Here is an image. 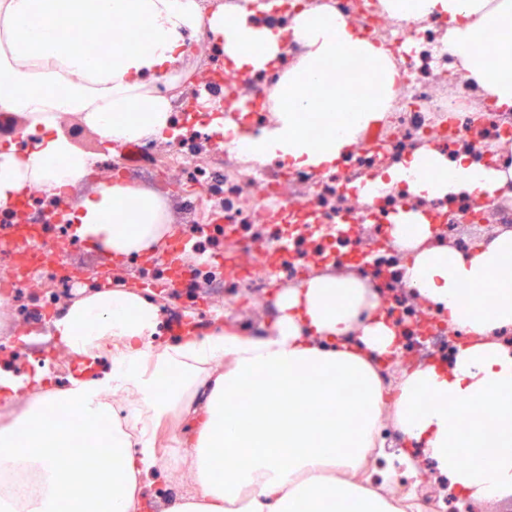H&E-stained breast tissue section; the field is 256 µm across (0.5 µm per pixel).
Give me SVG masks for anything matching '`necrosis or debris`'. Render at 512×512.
Here are the masks:
<instances>
[{
  "label": "necrosis or debris",
  "mask_w": 512,
  "mask_h": 512,
  "mask_svg": "<svg viewBox=\"0 0 512 512\" xmlns=\"http://www.w3.org/2000/svg\"><path fill=\"white\" fill-rule=\"evenodd\" d=\"M389 0H224V20L248 13L261 27L288 35L282 60L250 75L224 65L222 52L203 36L188 39L197 86L225 125L259 135L276 116L271 94L287 76L304 47L290 32L296 18L316 9L336 12L385 53L397 78L378 123L359 132L349 152L329 168L290 167L247 161L230 138L214 133L211 115L187 109L186 92L174 83L162 88L174 121L185 135L165 151L157 141H127L121 151L92 157L95 168L123 170L136 185L164 176L175 181L179 205L203 210L207 224L193 232V247L208 237L224 239V257L179 272L188 289H235L262 299L284 281L333 269L350 273L377 290L379 309L398 326L400 348L377 363L383 385L393 368L421 360L447 363L469 333L449 320L447 311L415 297L404 280L410 257L389 230L398 212L422 214L431 243L467 253L498 232L512 231V111L491 106L488 96L458 68L448 50V23L433 15L397 14ZM434 151L449 159L467 156L478 167L506 173L494 194L468 192L425 198L391 174L408 157ZM19 270L0 279L45 284L39 313L57 305L69 288L52 267L31 265L22 251Z\"/></svg>",
  "instance_id": "1"
}]
</instances>
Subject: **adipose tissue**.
<instances>
[{
	"instance_id": "obj_1",
	"label": "adipose tissue",
	"mask_w": 512,
	"mask_h": 512,
	"mask_svg": "<svg viewBox=\"0 0 512 512\" xmlns=\"http://www.w3.org/2000/svg\"><path fill=\"white\" fill-rule=\"evenodd\" d=\"M396 13L448 19V50L496 105L512 106V0H390ZM121 27L105 53H79L69 30ZM207 30L243 71L273 64L277 35L248 14L225 24L202 0H0V109L38 116L47 133L28 153L0 152V210H20L39 185L59 201L91 175L88 157L54 133L76 113L114 144L175 131L158 84L177 78L188 35ZM305 53L274 93L276 122L235 141L250 158L328 166L384 111L393 71L384 53L335 14L296 20ZM318 90L311 99L310 90ZM418 192L478 195L502 184L495 170L436 153L413 156ZM72 236L116 262L146 256L175 236L164 196L114 180L66 213ZM397 241L412 249L405 278L473 338L446 370H405L394 390L373 355L397 330L357 279L313 273L281 291L258 335L185 330L158 344L157 305L140 291L104 286L62 306L52 334L77 366L57 386L42 370L0 366V512H148L158 431L171 416L188 430L193 489L164 512H396L379 429L391 422L426 449L449 488L473 503L512 496V232L463 257L428 245V225L399 214ZM247 415L240 425L239 415ZM80 472L65 482L62 469Z\"/></svg>"
}]
</instances>
